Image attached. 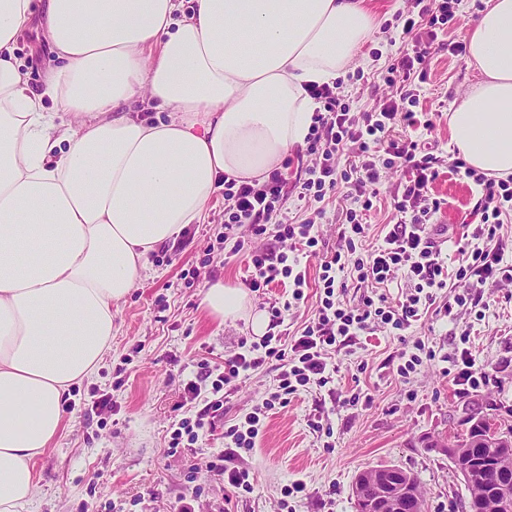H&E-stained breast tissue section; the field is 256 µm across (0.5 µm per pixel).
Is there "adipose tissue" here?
<instances>
[{"label": "adipose tissue", "instance_id": "adipose-tissue-1", "mask_svg": "<svg viewBox=\"0 0 512 512\" xmlns=\"http://www.w3.org/2000/svg\"><path fill=\"white\" fill-rule=\"evenodd\" d=\"M0 0V512L38 494L34 460L63 427L73 384L112 348V310L149 254L201 223L224 176L265 181L304 145L318 108L376 20L365 0ZM44 16L42 92L13 60ZM479 82L448 115L457 153L512 174V0L465 21ZM56 111H46L45 100ZM168 120L131 115L133 101ZM220 320L268 319L217 282Z\"/></svg>", "mask_w": 512, "mask_h": 512}]
</instances>
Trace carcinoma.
Instances as JSON below:
<instances>
[{
    "label": "carcinoma",
    "mask_w": 512,
    "mask_h": 512,
    "mask_svg": "<svg viewBox=\"0 0 512 512\" xmlns=\"http://www.w3.org/2000/svg\"><path fill=\"white\" fill-rule=\"evenodd\" d=\"M467 423L466 431L469 432V436L473 437V440L465 438L459 440L456 444L457 453L474 459L481 465H487V470L484 471L482 479L478 481L463 477L469 493L464 508L466 512H486L485 501L491 499L490 490L498 485L502 476L506 475L512 479V447L505 448L499 441V435L504 431L512 435V426H508L505 430L502 429V427L491 423L489 417L479 409L470 415ZM388 470L401 482L411 485L419 497H424L415 478L400 468L388 469L380 466L366 471L363 476L371 482Z\"/></svg>",
    "instance_id": "carcinoma-1"
}]
</instances>
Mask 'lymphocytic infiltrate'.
Returning <instances> with one entry per match:
<instances>
[{"mask_svg":"<svg viewBox=\"0 0 512 512\" xmlns=\"http://www.w3.org/2000/svg\"><path fill=\"white\" fill-rule=\"evenodd\" d=\"M457 5L458 0H413L411 9L398 13L402 34L414 44L388 67L384 81L392 93L380 109L364 112L357 119L344 99L341 83L309 86L319 108L304 149L312 163L300 168L298 177L277 169L261 184H240L225 177L223 240L229 256L244 248L240 228H248L252 237L273 241L272 247L252 252L246 287L257 292L284 281L291 296L283 306L270 307L266 335L253 342L240 339V352L214 368L202 364L196 379L183 388V404L197 414L172 423L167 454L181 453L185 443L195 442L200 434L221 431L224 446L205 464L207 481L230 487L238 495L254 492L253 473L242 458L243 451L255 447L271 410L286 406L298 392L322 390L334 382L337 368L332 354L340 347L355 344L374 327L410 329L435 304L449 278H456L463 290L443 306L448 317L457 307L489 310L487 289L512 279V264L505 258L512 246L498 234L504 216L512 214V175L496 178L468 166L462 158L452 160L449 172L471 179L479 188L473 213L480 222L470 242L459 249L456 272H449L434 238L432 218L442 201L431 190L440 175V159L434 153V142L415 138L414 132H433L435 124L432 119L418 118L414 107L417 88L428 77L425 45L436 39L439 30L455 25ZM347 152L358 163L343 170L338 160ZM385 168L402 173L392 196L399 219L387 225L379 245L370 247L365 216L379 193ZM341 183L351 190L355 205L346 210L344 228L334 247L321 245L314 221H284L282 208L289 196L319 203ZM284 243L289 246L285 252L280 249ZM304 254L319 260V301L313 317L291 334L282 328L283 313L306 299L307 271L300 261ZM398 279L406 280L408 287L392 302L384 289ZM352 285L363 291L355 304L345 300ZM444 360L458 395L478 391L489 381L469 342L455 346ZM265 368L274 369V386L249 412L225 420V389Z\"/></svg>","mask_w":512,"mask_h":512,"instance_id":"f902f5d3","label":"lymphocytic infiltrate"}]
</instances>
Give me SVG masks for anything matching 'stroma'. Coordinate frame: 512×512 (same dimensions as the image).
Instances as JSON below:
<instances>
[{
    "mask_svg": "<svg viewBox=\"0 0 512 512\" xmlns=\"http://www.w3.org/2000/svg\"><path fill=\"white\" fill-rule=\"evenodd\" d=\"M369 2L377 27L342 78L356 114L377 108L389 94L381 74L392 56L407 46L396 16L411 0ZM41 30V25H31L14 48L16 64L35 91L53 64ZM463 35L458 26L440 34L432 45L430 78L416 106L432 114L438 155L447 162L453 159L447 114L477 80L475 69L447 48L449 41ZM432 194L443 201L434 221L447 227L444 251L452 260L477 189L444 173ZM352 205L341 187L327 193L322 219H315L314 205L294 197L285 203L283 214L291 224L314 220L321 238L333 244L343 214ZM223 223L224 196L219 193L208 202L204 221L191 225L189 243H169L159 256L149 257L141 279L114 314L112 350L97 378L72 387L64 402L62 433L34 464L39 492L29 512H80L82 501L90 497L102 512H170L189 473L204 466L210 451L222 447V440L206 435L181 454H164L172 422L188 414L179 402L198 362L222 364L237 352L240 338L252 335L244 321L214 319L200 306L205 290L215 282L242 287L248 253L260 246L251 241L246 252L225 258L214 246ZM465 332L490 381L460 398L443 371L442 358L451 350L452 335ZM405 339L422 340L435 353L434 360L423 361L406 380L397 375L393 360ZM335 361V396L300 392L271 413L263 436L246 452L256 491L237 497L222 485H207L201 512H219L225 506L231 512H281V490L297 479L306 483L308 493L291 500L292 512H355L352 484L360 472L378 465L412 474L426 495L427 512H465L464 482L431 442L440 438L455 444L471 410L488 402L495 405L499 420L512 424V282L495 289L485 319L464 309L453 323L428 313L402 336L392 328L377 327L358 344L337 350ZM274 378V371L264 370L229 392L225 419L249 412ZM355 393L361 396L356 403L350 400ZM105 397L116 401V410L98 408ZM321 411L328 415L329 429L316 433L308 421ZM154 485L161 487L162 499L132 505V498Z\"/></svg>",
    "mask_w": 512,
    "mask_h": 512,
    "instance_id": "35a3bbf8",
    "label": "stroma"
}]
</instances>
